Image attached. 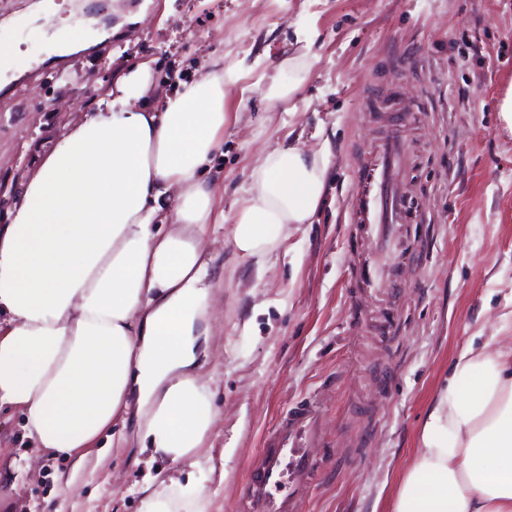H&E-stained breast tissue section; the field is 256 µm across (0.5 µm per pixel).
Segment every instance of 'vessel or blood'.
I'll list each match as a JSON object with an SVG mask.
<instances>
[{
    "mask_svg": "<svg viewBox=\"0 0 512 512\" xmlns=\"http://www.w3.org/2000/svg\"><path fill=\"white\" fill-rule=\"evenodd\" d=\"M410 120V113L392 109L382 133L358 156L350 215L352 223L362 226L366 242L359 267V291L363 294L384 287L373 253L391 237L397 225L413 219L398 181V171L408 158L402 132ZM320 437L321 414L316 401L310 399L288 408L262 442L239 512H297L320 468L318 460L308 453Z\"/></svg>",
    "mask_w": 512,
    "mask_h": 512,
    "instance_id": "obj_1",
    "label": "vessel or blood"
}]
</instances>
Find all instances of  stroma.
Instances as JSON below:
<instances>
[{"instance_id": "1", "label": "stroma", "mask_w": 512, "mask_h": 512, "mask_svg": "<svg viewBox=\"0 0 512 512\" xmlns=\"http://www.w3.org/2000/svg\"><path fill=\"white\" fill-rule=\"evenodd\" d=\"M0 0V45L28 74L0 88V218L65 127L93 111L112 81L150 63L145 107L200 79L223 56L224 145L208 178L232 210L262 152L295 143L327 162L324 201L293 224L265 270L238 256L231 222L209 229L212 328L198 350L220 418L193 475L203 512H238L263 436L292 403L323 409V475L298 512H393L425 416L455 349L493 335L512 310V135L499 119L512 84V0H111L88 16L52 0ZM112 36L52 63L61 32ZM303 63L291 107L272 106L265 76ZM418 114L406 171L418 205L387 263L385 299H355L362 240L348 205L357 155L384 123L369 85ZM389 342L364 326L379 304ZM19 409L0 411V512H141L146 467L135 442L104 433L84 459L35 456Z\"/></svg>"}]
</instances>
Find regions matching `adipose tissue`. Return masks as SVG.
I'll use <instances>...</instances> for the list:
<instances>
[{"label":"adipose tissue","mask_w":512,"mask_h":512,"mask_svg":"<svg viewBox=\"0 0 512 512\" xmlns=\"http://www.w3.org/2000/svg\"><path fill=\"white\" fill-rule=\"evenodd\" d=\"M148 62L63 132L0 224V409L23 413L38 451L72 456L135 419L151 459L196 460L216 424L194 344L210 332V225L231 219L237 254L264 268L289 225L324 198L323 157L266 151L232 215L204 169L224 136V60L140 107ZM173 198V208L162 205ZM142 489V512H181L199 496ZM394 512H512V356L460 347L426 414Z\"/></svg>","instance_id":"obj_1"}]
</instances>
